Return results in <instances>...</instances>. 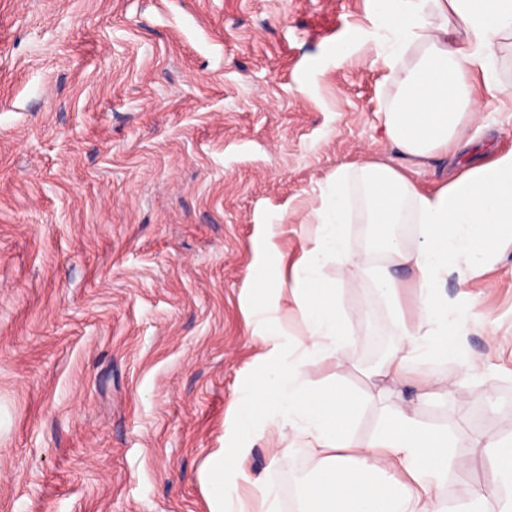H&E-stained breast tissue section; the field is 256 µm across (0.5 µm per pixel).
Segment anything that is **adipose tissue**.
<instances>
[{"label":"adipose tissue","instance_id":"ef3b65f1","mask_svg":"<svg viewBox=\"0 0 512 512\" xmlns=\"http://www.w3.org/2000/svg\"><path fill=\"white\" fill-rule=\"evenodd\" d=\"M378 36L371 49L395 74L396 94L377 116L386 137L413 167L440 156L459 171L432 191L401 168L363 161L337 168L308 213L316 226L312 247L293 268L294 300L304 321L302 349L290 353L281 326L256 327L260 384L238 402L230 434L233 447L213 453L202 477L209 512H243L235 493L251 485L261 500L275 489L246 463L254 437L268 428H290L306 440L314 460L301 512H512V441L484 445L490 480L469 501L440 505L452 455L447 433L420 427L409 411L384 418L369 439L353 433L358 415L346 391L312 387L300 376L308 360L336 358L350 330L336 290L320 275L325 260L348 254L349 186L363 192V223L372 228L380 259L372 266L375 289L394 310L399 344L372 377L406 379L417 359L459 356L463 323L440 288L448 277L469 287L512 244V150L493 151L473 164L460 158L467 122L480 96H496L494 47L512 39V0H371ZM397 224L416 227L414 247L394 234ZM413 271L401 280V267ZM412 292L414 308L402 299Z\"/></svg>","mask_w":512,"mask_h":512}]
</instances>
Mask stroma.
Listing matches in <instances>:
<instances>
[{"label":"stroma","instance_id":"1","mask_svg":"<svg viewBox=\"0 0 512 512\" xmlns=\"http://www.w3.org/2000/svg\"><path fill=\"white\" fill-rule=\"evenodd\" d=\"M370 0H0V512H209L200 474L259 373L250 266L274 225L278 281L310 247L306 214L337 167L401 158L378 124L396 92ZM504 92L470 133L512 149V47ZM320 274L353 333L304 367L360 401L355 436L384 407L447 430L457 463L439 491L489 476L478 436L512 437V246L461 295V358L416 363L449 395L380 398L379 348L400 341L360 262ZM290 445L289 459L274 460ZM249 467L298 512L303 440L264 435Z\"/></svg>","mask_w":512,"mask_h":512}]
</instances>
